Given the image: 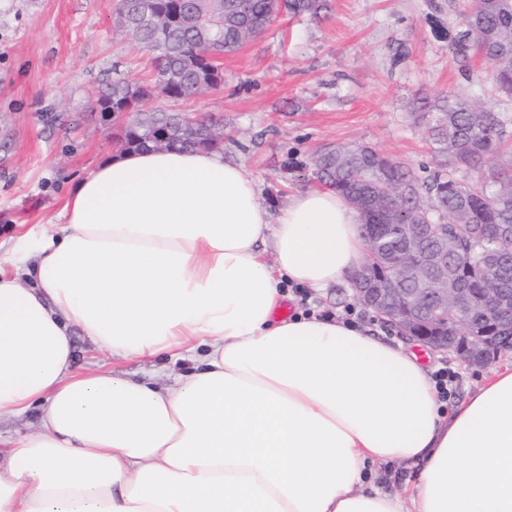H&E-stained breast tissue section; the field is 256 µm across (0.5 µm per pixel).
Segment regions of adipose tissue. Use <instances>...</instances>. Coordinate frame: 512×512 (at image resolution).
Masks as SVG:
<instances>
[{
	"label": "adipose tissue",
	"instance_id": "1",
	"mask_svg": "<svg viewBox=\"0 0 512 512\" xmlns=\"http://www.w3.org/2000/svg\"><path fill=\"white\" fill-rule=\"evenodd\" d=\"M259 194L216 151H119L0 255V418L39 412L0 451V512H512V368L447 412L402 345L279 317L285 285L361 269L362 216L327 189L274 216ZM76 328L201 366L78 373ZM377 462L418 473L385 492Z\"/></svg>",
	"mask_w": 512,
	"mask_h": 512
}]
</instances>
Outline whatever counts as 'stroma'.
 <instances>
[{"mask_svg":"<svg viewBox=\"0 0 512 512\" xmlns=\"http://www.w3.org/2000/svg\"><path fill=\"white\" fill-rule=\"evenodd\" d=\"M318 13L281 12L260 38L221 57L213 91L176 102L220 117L224 158L244 163L269 212L316 188L313 162L327 148L363 143L415 170H433L418 106L441 94L512 113L481 58L449 48L437 25L462 29L467 0H320ZM117 0H0V248L19 224H49L66 192L114 153L118 125L94 93L107 78L152 77L151 55L114 25ZM351 283L290 293L292 316L341 314ZM450 362L463 401L512 354L486 367L427 352L431 371Z\"/></svg>","mask_w":512,"mask_h":512,"instance_id":"stroma-1","label":"stroma"}]
</instances>
